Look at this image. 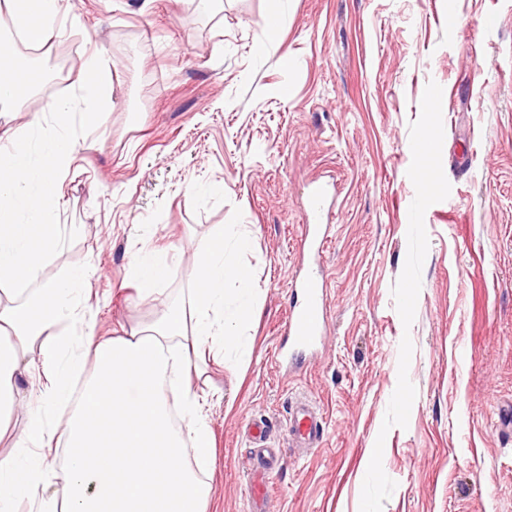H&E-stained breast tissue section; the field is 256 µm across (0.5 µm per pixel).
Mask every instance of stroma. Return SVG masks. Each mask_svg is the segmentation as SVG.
<instances>
[{
    "instance_id": "stroma-1",
    "label": "stroma",
    "mask_w": 512,
    "mask_h": 512,
    "mask_svg": "<svg viewBox=\"0 0 512 512\" xmlns=\"http://www.w3.org/2000/svg\"><path fill=\"white\" fill-rule=\"evenodd\" d=\"M273 6L61 0L33 53L0 14V42L44 73L45 122L91 52L115 68L108 110L72 117L41 279L88 269L84 321L119 336L187 299L213 225L248 237L251 361L216 344L190 380L212 512H251L253 420L283 455L268 512H512V0H284L263 41ZM315 180L336 192L327 335L293 370L277 352ZM146 255L172 272L143 302ZM300 396L322 417L309 451L288 436Z\"/></svg>"
}]
</instances>
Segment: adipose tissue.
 <instances>
[{
  "instance_id": "adipose-tissue-1",
  "label": "adipose tissue",
  "mask_w": 512,
  "mask_h": 512,
  "mask_svg": "<svg viewBox=\"0 0 512 512\" xmlns=\"http://www.w3.org/2000/svg\"><path fill=\"white\" fill-rule=\"evenodd\" d=\"M16 13L21 33L32 47L53 34L60 0H0ZM84 66L85 120L108 109L112 69L96 54ZM41 74L12 61L0 66V104L24 106ZM57 125L42 128L33 117L28 130L39 131L40 159H32L25 143L0 151V285L34 284L24 297L0 301V414L17 405L15 376L31 373V390L54 405H71L55 426L32 417L18 445L25 463L0 460V512H20L43 474L45 449L64 447L66 465L60 484L41 501V512H208L210 488L185 462L183 447L192 442L205 464L215 457L214 437L190 387L179 389L184 430L171 424L165 380L169 371L188 375L199 351L213 342L234 350L239 365H248L251 348L244 339L251 296L247 271L225 257L223 225H215L195 260L196 286L188 305L168 308L154 322L125 336L101 337L93 329L74 338L61 332L63 323L79 317L80 295L87 271L71 270L61 283L38 284L40 265L53 256L57 239L48 216L58 192V173L70 161L74 137L68 105L56 107ZM235 296L238 307L225 313ZM39 351V361L29 355ZM91 351L94 374L80 395H73L70 375Z\"/></svg>"
}]
</instances>
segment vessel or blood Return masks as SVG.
<instances>
[{
    "instance_id": "obj_1",
    "label": "vessel or blood",
    "mask_w": 512,
    "mask_h": 512,
    "mask_svg": "<svg viewBox=\"0 0 512 512\" xmlns=\"http://www.w3.org/2000/svg\"><path fill=\"white\" fill-rule=\"evenodd\" d=\"M312 217L309 224L303 225V245L308 252L319 253L324 245L322 226L333 211V201L323 187H315L308 200ZM299 287L304 296L302 305L293 310L286 322L290 345L288 361L291 365L302 366L309 352L323 335L325 322L324 279L321 269L308 267L300 279ZM288 434L297 443L319 447L322 433L319 419L306 404H298L290 410ZM280 468L276 451H268L260 462L250 464L251 484L255 498H263L269 476Z\"/></svg>"
}]
</instances>
